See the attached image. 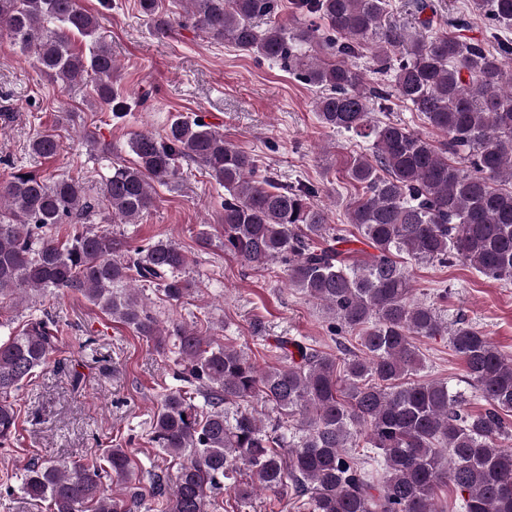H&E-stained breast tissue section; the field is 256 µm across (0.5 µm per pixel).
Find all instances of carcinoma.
<instances>
[{"instance_id": "carcinoma-1", "label": "carcinoma", "mask_w": 512, "mask_h": 512, "mask_svg": "<svg viewBox=\"0 0 512 512\" xmlns=\"http://www.w3.org/2000/svg\"><path fill=\"white\" fill-rule=\"evenodd\" d=\"M158 32L172 31L159 0H137ZM182 26L279 62L321 88L323 127L372 143L347 173L361 193L348 221L358 235L328 225L311 184L257 175L253 157L200 118H177L156 138L129 141L131 165L114 164L91 194L78 180L17 172L0 184V301L30 292H71L157 348L171 345L181 386L163 394L151 441L179 459L141 485L126 448L83 461L34 460L22 489L52 512H218L221 491L237 507L271 490L301 512H438L436 491L452 486L460 512H512V357L475 325L446 324L432 303L414 298L406 260L462 262L512 284V0H475L498 39L495 50L458 32L429 0L412 32L384 22L388 0H295V23L277 20L279 0H187ZM431 15H426V12ZM269 25L259 30L257 19ZM98 19L78 0H0V37L32 54L37 70L64 86L92 78L116 118L132 111L113 82L116 64L95 38ZM90 38L85 55L69 34ZM372 49L369 66L354 64ZM444 136L437 146L410 128L374 117L370 102L391 95ZM33 154L59 152L37 134ZM224 187L219 242L247 266L275 263L288 285L332 316L339 354L281 336V364L259 368L249 353L183 322H160L144 288L180 302L191 292L189 258L169 238L133 246L122 234L77 229L100 202L107 223L134 224L155 206L151 183L171 184L185 167ZM372 249L353 257L351 242ZM63 329L47 313L0 338V446L15 436L21 410L10 396L58 350ZM448 337L468 384L486 408L473 412L445 381L417 378L420 337ZM200 402H195V399ZM270 407L267 426L256 404ZM366 448L360 453L358 447ZM121 493L107 497L102 479Z\"/></svg>"}]
</instances>
